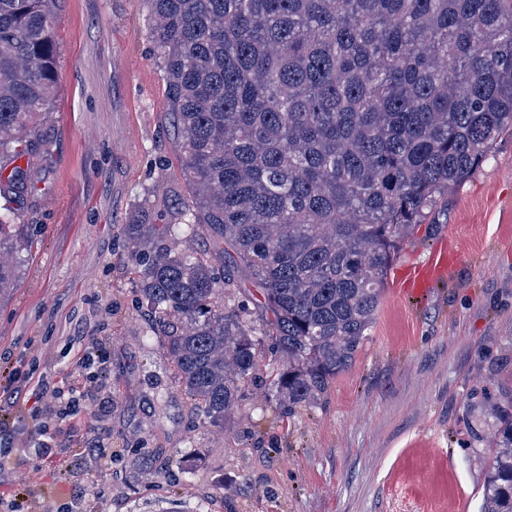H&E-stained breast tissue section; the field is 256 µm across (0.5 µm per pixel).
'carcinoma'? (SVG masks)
<instances>
[{"label":"carcinoma","mask_w":512,"mask_h":512,"mask_svg":"<svg viewBox=\"0 0 512 512\" xmlns=\"http://www.w3.org/2000/svg\"><path fill=\"white\" fill-rule=\"evenodd\" d=\"M61 0H0V168L33 152ZM182 174L162 224H127L140 299L203 424L242 388L317 403L367 338L403 241L512 135V0H145ZM0 179V297L29 248ZM217 246L190 248L200 235ZM233 267L268 313L257 331ZM482 512H512V414Z\"/></svg>","instance_id":"cac0c4a2"}]
</instances>
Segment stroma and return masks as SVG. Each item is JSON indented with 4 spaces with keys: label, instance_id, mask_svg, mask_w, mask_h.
<instances>
[{
    "label": "stroma",
    "instance_id": "stroma-1",
    "mask_svg": "<svg viewBox=\"0 0 512 512\" xmlns=\"http://www.w3.org/2000/svg\"><path fill=\"white\" fill-rule=\"evenodd\" d=\"M57 39L54 99L16 162L32 186L14 221L34 247L0 301V512L32 470V431L57 455L26 512H481L491 435L512 412V136L396 259L454 238L450 278L420 298L385 288L317 405L286 418L246 385L218 447L137 301L124 237L138 212L155 222L189 196L145 0H62Z\"/></svg>",
    "mask_w": 512,
    "mask_h": 512
}]
</instances>
